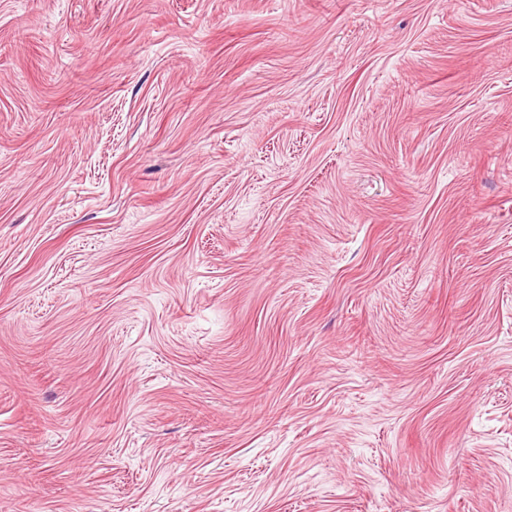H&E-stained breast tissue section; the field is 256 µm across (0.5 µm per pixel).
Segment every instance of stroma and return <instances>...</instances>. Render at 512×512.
I'll return each mask as SVG.
<instances>
[{
  "instance_id": "35a3bbf8",
  "label": "stroma",
  "mask_w": 512,
  "mask_h": 512,
  "mask_svg": "<svg viewBox=\"0 0 512 512\" xmlns=\"http://www.w3.org/2000/svg\"><path fill=\"white\" fill-rule=\"evenodd\" d=\"M0 512H512V0H0Z\"/></svg>"
}]
</instances>
